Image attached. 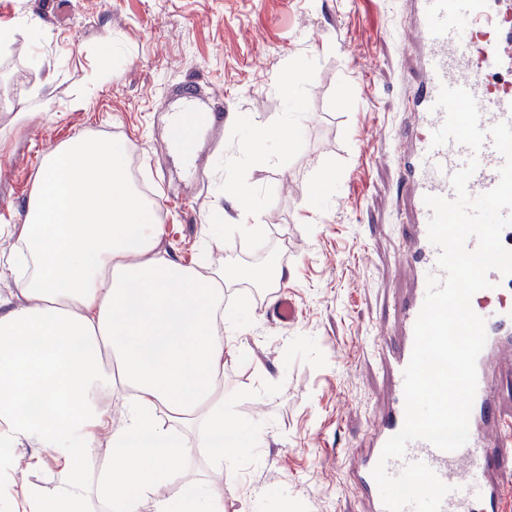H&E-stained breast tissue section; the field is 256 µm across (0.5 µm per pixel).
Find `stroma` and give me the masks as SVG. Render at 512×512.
Returning <instances> with one entry per match:
<instances>
[{"label": "stroma", "instance_id": "obj_1", "mask_svg": "<svg viewBox=\"0 0 512 512\" xmlns=\"http://www.w3.org/2000/svg\"><path fill=\"white\" fill-rule=\"evenodd\" d=\"M405 0H0V249L23 223L41 154L87 132L122 141L163 217L162 248L224 264L238 351L226 418L250 452L224 463V512H363L346 452L388 395L372 334L408 275L395 132L416 76ZM34 15L42 35L19 23ZM56 79L46 83L47 69ZM108 71L100 81V71ZM85 97V110L67 105ZM197 116L187 154L172 122ZM291 126L292 142L245 144ZM246 195L240 215L235 194ZM258 225L243 236L242 223ZM272 262L297 317L269 320L250 271Z\"/></svg>", "mask_w": 512, "mask_h": 512}]
</instances>
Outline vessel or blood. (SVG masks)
I'll use <instances>...</instances> for the list:
<instances>
[{
	"label": "vessel or blood",
	"mask_w": 512,
	"mask_h": 512,
	"mask_svg": "<svg viewBox=\"0 0 512 512\" xmlns=\"http://www.w3.org/2000/svg\"><path fill=\"white\" fill-rule=\"evenodd\" d=\"M405 26L419 69L407 120L396 133L405 221L412 226L400 254L412 286L395 302L390 331L377 339L390 397L350 453L349 472L367 503L366 512H384L372 470L386 441L404 424L403 372L412 354L426 278L437 269L438 250L428 239L431 212L424 198H454L451 177L472 158L478 168L467 192L477 197L498 184L505 163L489 138L476 152L453 141L432 146L433 132L445 121L444 111L435 106L439 90L444 85L468 90L477 102L483 130L512 124V0H411ZM488 278L490 288L471 299L474 312L486 322L487 340L476 363L478 385L468 442L444 452L417 440L403 458L388 464L393 474L411 462L431 467L450 487L440 512H505L506 503L512 502V397L502 391L503 383L512 381V297L503 291L512 285V276L492 271ZM274 297L267 316L282 325L294 321L292 298L280 291Z\"/></svg>",
	"instance_id": "obj_1"
}]
</instances>
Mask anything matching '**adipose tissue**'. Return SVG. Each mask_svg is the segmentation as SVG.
<instances>
[{
    "mask_svg": "<svg viewBox=\"0 0 512 512\" xmlns=\"http://www.w3.org/2000/svg\"><path fill=\"white\" fill-rule=\"evenodd\" d=\"M123 146L76 134L42 156L0 256V477L42 474L0 512H224L212 482L249 446L224 421V267L159 257L165 233ZM175 496L163 490L175 482Z\"/></svg>",
    "mask_w": 512,
    "mask_h": 512,
    "instance_id": "1",
    "label": "adipose tissue"
}]
</instances>
